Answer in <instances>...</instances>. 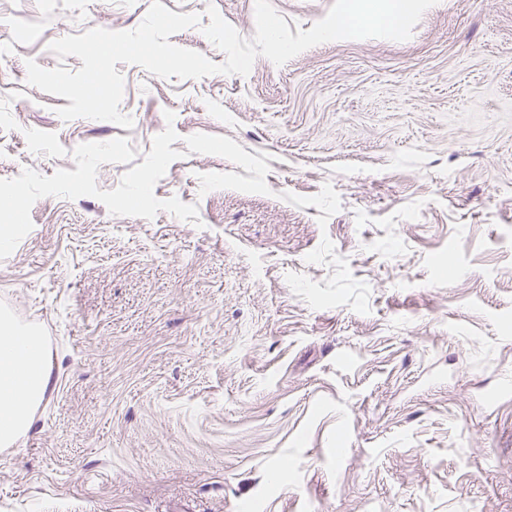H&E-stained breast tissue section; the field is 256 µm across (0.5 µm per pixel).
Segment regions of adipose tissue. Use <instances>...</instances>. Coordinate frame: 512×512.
<instances>
[{
  "label": "adipose tissue",
  "instance_id": "obj_1",
  "mask_svg": "<svg viewBox=\"0 0 512 512\" xmlns=\"http://www.w3.org/2000/svg\"><path fill=\"white\" fill-rule=\"evenodd\" d=\"M53 356L42 336L0 312V446L15 445L31 429L53 384Z\"/></svg>",
  "mask_w": 512,
  "mask_h": 512
}]
</instances>
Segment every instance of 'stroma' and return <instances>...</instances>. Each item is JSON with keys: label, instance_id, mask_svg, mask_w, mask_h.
Instances as JSON below:
<instances>
[{"label": "stroma", "instance_id": "stroma-1", "mask_svg": "<svg viewBox=\"0 0 512 512\" xmlns=\"http://www.w3.org/2000/svg\"><path fill=\"white\" fill-rule=\"evenodd\" d=\"M150 5L0 0V309L55 364L0 512H512V0L245 76L117 64L129 129L28 84Z\"/></svg>", "mask_w": 512, "mask_h": 512}]
</instances>
